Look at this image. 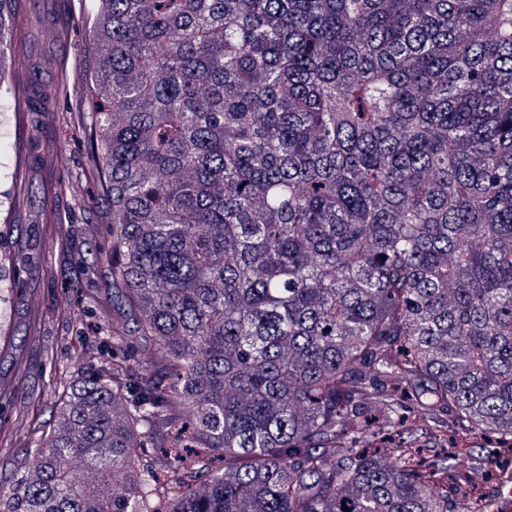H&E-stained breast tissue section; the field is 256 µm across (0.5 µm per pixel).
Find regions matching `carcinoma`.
I'll use <instances>...</instances> for the list:
<instances>
[{
	"mask_svg": "<svg viewBox=\"0 0 512 512\" xmlns=\"http://www.w3.org/2000/svg\"><path fill=\"white\" fill-rule=\"evenodd\" d=\"M92 24L134 321L106 339L144 338L146 373L72 381L0 512H494L511 465L475 497L419 453L512 449V0H98ZM26 86L44 111L39 66ZM183 418L192 464L137 452Z\"/></svg>",
	"mask_w": 512,
	"mask_h": 512,
	"instance_id": "1",
	"label": "carcinoma"
}]
</instances>
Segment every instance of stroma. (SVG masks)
<instances>
[{
  "mask_svg": "<svg viewBox=\"0 0 512 512\" xmlns=\"http://www.w3.org/2000/svg\"><path fill=\"white\" fill-rule=\"evenodd\" d=\"M26 10L10 26L26 47V63H41L53 96L47 111L26 109L16 82L0 99L7 122L0 127V224L14 232L18 257L6 275L11 311L0 325V469L12 451L28 445L30 421H48L64 394L63 363L81 370L91 354L111 356L107 325L126 314L112 302L111 202L86 155L88 104L94 50L90 18L96 0H66L73 17L67 38L49 39L55 0H23ZM69 229V247L54 245L57 224ZM81 279L82 286L70 283Z\"/></svg>",
  "mask_w": 512,
  "mask_h": 512,
  "instance_id": "obj_1",
  "label": "stroma"
}]
</instances>
